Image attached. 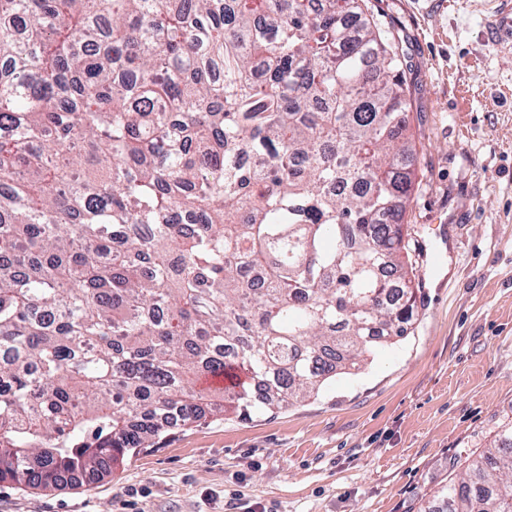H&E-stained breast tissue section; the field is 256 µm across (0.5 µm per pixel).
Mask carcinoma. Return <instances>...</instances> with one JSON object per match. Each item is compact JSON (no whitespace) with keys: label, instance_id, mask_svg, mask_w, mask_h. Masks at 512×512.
<instances>
[{"label":"carcinoma","instance_id":"obj_1","mask_svg":"<svg viewBox=\"0 0 512 512\" xmlns=\"http://www.w3.org/2000/svg\"><path fill=\"white\" fill-rule=\"evenodd\" d=\"M364 7L0 0L1 482L298 402L408 334L410 103ZM425 512H512V423Z\"/></svg>","mask_w":512,"mask_h":512}]
</instances>
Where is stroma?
<instances>
[{"instance_id": "35a3bbf8", "label": "stroma", "mask_w": 512, "mask_h": 512, "mask_svg": "<svg viewBox=\"0 0 512 512\" xmlns=\"http://www.w3.org/2000/svg\"><path fill=\"white\" fill-rule=\"evenodd\" d=\"M512 0H370L405 58L411 247L443 260L404 338L318 395L171 427L110 473L0 482V512H424L512 421Z\"/></svg>"}]
</instances>
